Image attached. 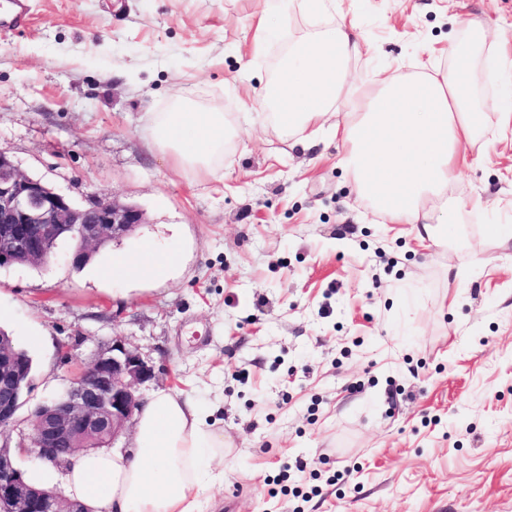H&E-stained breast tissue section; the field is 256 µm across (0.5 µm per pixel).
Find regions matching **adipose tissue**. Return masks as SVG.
Returning a JSON list of instances; mask_svg holds the SVG:
<instances>
[{"label": "adipose tissue", "mask_w": 512, "mask_h": 512, "mask_svg": "<svg viewBox=\"0 0 512 512\" xmlns=\"http://www.w3.org/2000/svg\"><path fill=\"white\" fill-rule=\"evenodd\" d=\"M287 9L299 26L288 39L287 64L267 83L261 104L271 110L282 136L296 144L328 135L340 139V164L357 201L393 224L411 225L418 244L446 243L481 198L463 203L448 196L466 158L461 150L479 136L505 135L512 128V90L494 103L497 122L482 125L463 96L468 62L484 38L472 29L469 40L451 45L448 66L420 63L410 75L381 72L371 81L347 79L362 45L357 23L335 17L334 0H277L252 21V46L261 52L279 34L277 9ZM152 135L177 168L216 175L224 146L237 136L226 114L201 110L192 100H175L154 116ZM173 256L140 251L101 269L104 277L128 280L167 278ZM224 432L207 424L190 395L159 390L135 416L126 453L78 452L65 467V496L84 512H200L203 496L223 472Z\"/></svg>", "instance_id": "ef3b65f1"}]
</instances>
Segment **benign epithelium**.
<instances>
[{"instance_id": "1", "label": "benign epithelium", "mask_w": 512, "mask_h": 512, "mask_svg": "<svg viewBox=\"0 0 512 512\" xmlns=\"http://www.w3.org/2000/svg\"><path fill=\"white\" fill-rule=\"evenodd\" d=\"M144 223L139 207L100 198L89 206L41 178L25 174L0 149V268L23 264L47 268L52 246L63 234L78 232L83 249L72 254L79 264L107 243L132 234ZM156 377L121 336L93 359L55 398L25 417L33 428L31 453L42 463L60 466L74 452L115 439L141 406L138 387ZM29 384L27 369L6 342L0 343V436L19 422L20 394ZM0 512H83L56 492L46 493L26 478L10 447L0 442Z\"/></svg>"}]
</instances>
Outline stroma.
I'll list each match as a JSON object with an SVG mask.
<instances>
[{"mask_svg": "<svg viewBox=\"0 0 512 512\" xmlns=\"http://www.w3.org/2000/svg\"><path fill=\"white\" fill-rule=\"evenodd\" d=\"M257 0H29L0 26V149L78 204L116 198L146 222L88 266L0 268V328L26 350L33 408L121 336L159 368L141 396L182 390L224 431V481L203 512H512V213L417 246L409 225L355 204L339 142L283 141L258 96L281 45L251 59ZM368 53L349 70L471 67L484 113L494 49L512 51V0H336ZM228 113L222 173L173 166L151 135L175 96ZM448 188L487 206L512 194V140L478 138ZM182 253L160 282L93 276L136 252ZM302 458L288 495L280 465Z\"/></svg>", "mask_w": 512, "mask_h": 512, "instance_id": "1", "label": "stroma"}]
</instances>
